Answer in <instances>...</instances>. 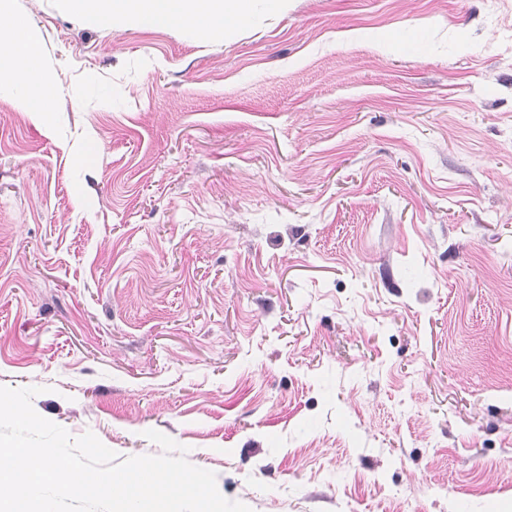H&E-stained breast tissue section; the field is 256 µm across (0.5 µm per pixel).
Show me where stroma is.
<instances>
[{"instance_id": "obj_1", "label": "stroma", "mask_w": 512, "mask_h": 512, "mask_svg": "<svg viewBox=\"0 0 512 512\" xmlns=\"http://www.w3.org/2000/svg\"><path fill=\"white\" fill-rule=\"evenodd\" d=\"M7 7L0 386L252 512H512V0ZM6 1L0 2V82L28 86L41 55V37L32 24L6 15ZM70 7L91 20L113 22L136 18L146 27L190 23L214 34L224 24L247 19L256 0H68Z\"/></svg>"}]
</instances>
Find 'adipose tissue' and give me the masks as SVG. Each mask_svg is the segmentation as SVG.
Returning a JSON list of instances; mask_svg holds the SVG:
<instances>
[{"label":"adipose tissue","mask_w":512,"mask_h":512,"mask_svg":"<svg viewBox=\"0 0 512 512\" xmlns=\"http://www.w3.org/2000/svg\"><path fill=\"white\" fill-rule=\"evenodd\" d=\"M255 0H69L73 10L91 20L137 19L147 27L190 23L206 34L247 19ZM42 51L35 26L7 16L0 0V82L30 84Z\"/></svg>","instance_id":"obj_1"}]
</instances>
